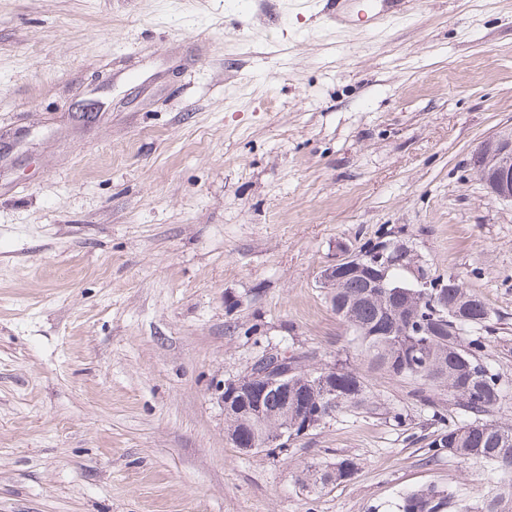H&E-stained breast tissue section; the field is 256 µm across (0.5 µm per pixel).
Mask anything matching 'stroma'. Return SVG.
Instances as JSON below:
<instances>
[{
    "instance_id": "1",
    "label": "stroma",
    "mask_w": 512,
    "mask_h": 512,
    "mask_svg": "<svg viewBox=\"0 0 512 512\" xmlns=\"http://www.w3.org/2000/svg\"><path fill=\"white\" fill-rule=\"evenodd\" d=\"M324 3L0 0V512H388L428 486L458 512L499 481L435 452L453 398L370 370L319 277L394 237L457 274L512 425V204L472 165L512 132V0L377 30ZM275 349L356 368L380 409L241 453L219 392ZM355 470V463L351 459H342L338 461L332 469L324 470L314 476V484L326 485L331 482H341L350 479Z\"/></svg>"
}]
</instances>
